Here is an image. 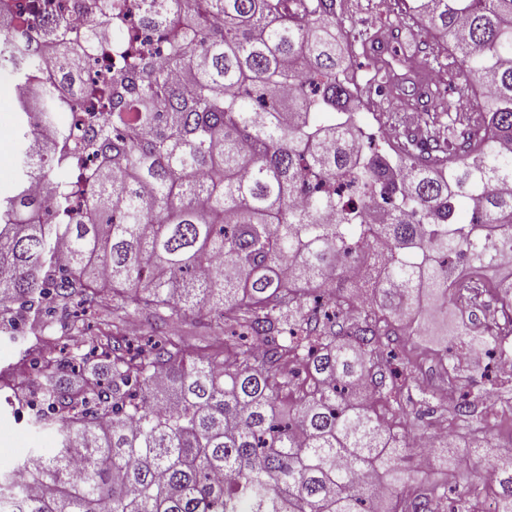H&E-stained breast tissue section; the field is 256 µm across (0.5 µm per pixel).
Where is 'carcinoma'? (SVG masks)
<instances>
[{
  "label": "carcinoma",
  "mask_w": 512,
  "mask_h": 512,
  "mask_svg": "<svg viewBox=\"0 0 512 512\" xmlns=\"http://www.w3.org/2000/svg\"><path fill=\"white\" fill-rule=\"evenodd\" d=\"M400 2L481 103L388 151L358 139L338 0H101L96 21L136 8L165 47L137 44L91 87L106 125L71 121L96 21L63 18L57 86L21 109L22 175L0 198V322L33 337L28 425L58 447L30 490L0 473V512H468L484 493L512 512V450L491 485L404 500L411 447L388 425L413 382L394 327L453 302L457 261L512 247V0ZM36 65L25 29L0 25V73ZM358 276L371 297L345 291ZM204 311L212 338L187 328ZM92 357L108 372L63 383ZM494 395L459 393L450 473L461 448L482 456L469 441L488 442L496 408L475 401Z\"/></svg>",
  "instance_id": "obj_1"
}]
</instances>
